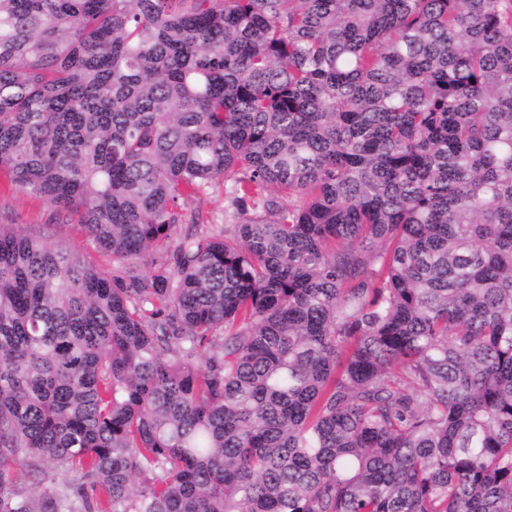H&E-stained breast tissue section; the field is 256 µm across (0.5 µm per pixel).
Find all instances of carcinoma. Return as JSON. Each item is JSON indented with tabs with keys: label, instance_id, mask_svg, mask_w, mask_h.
Here are the masks:
<instances>
[{
	"label": "carcinoma",
	"instance_id": "1",
	"mask_svg": "<svg viewBox=\"0 0 512 512\" xmlns=\"http://www.w3.org/2000/svg\"><path fill=\"white\" fill-rule=\"evenodd\" d=\"M0 171V512H512V0H0ZM0 224H14L25 230L40 229L51 237L65 236L81 249L97 255L94 242L78 226V216L68 223L57 220L54 207L40 197L10 185L0 173ZM206 224H224V186L214 185L201 193L192 203Z\"/></svg>",
	"mask_w": 512,
	"mask_h": 512
}]
</instances>
